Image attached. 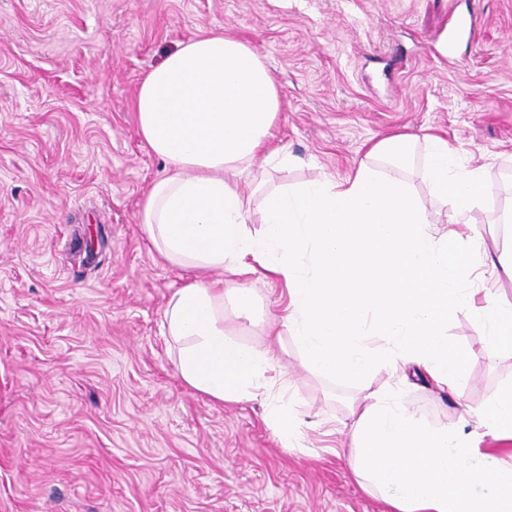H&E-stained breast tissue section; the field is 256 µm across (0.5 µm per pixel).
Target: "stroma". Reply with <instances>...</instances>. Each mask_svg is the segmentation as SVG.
<instances>
[{
    "mask_svg": "<svg viewBox=\"0 0 512 512\" xmlns=\"http://www.w3.org/2000/svg\"><path fill=\"white\" fill-rule=\"evenodd\" d=\"M474 36L449 41L457 16ZM246 40L273 73L266 187L339 180L381 138L436 133L480 167L469 235L512 244V0H0V512H389L353 480L350 405L395 376L323 378L292 336H270L279 293L251 288L238 342L283 343L277 370L299 432L283 447L265 396L218 403L188 387L163 327L185 273L138 211L163 164L139 134L143 76L196 34ZM464 361L442 390L411 375L405 405L459 424L512 384V354L483 355L473 318L448 321Z\"/></svg>",
    "mask_w": 512,
    "mask_h": 512,
    "instance_id": "1",
    "label": "stroma"
}]
</instances>
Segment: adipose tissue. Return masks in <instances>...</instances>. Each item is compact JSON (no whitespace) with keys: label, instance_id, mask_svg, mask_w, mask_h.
I'll return each instance as SVG.
<instances>
[{"label":"adipose tissue","instance_id":"1","mask_svg":"<svg viewBox=\"0 0 512 512\" xmlns=\"http://www.w3.org/2000/svg\"><path fill=\"white\" fill-rule=\"evenodd\" d=\"M275 78L246 41L223 32L196 35L152 68L134 100L138 129L165 172L139 211L159 254L189 277L171 294L165 326L179 345L178 369L192 389L219 402L274 393L283 382L271 349L240 344L224 323V282L259 274L284 284L282 326L306 367L326 378L360 379L375 367L423 368L440 387L461 376L448 318H475L488 359L512 354V302L469 287L476 265L512 279V249L477 258L465 229L479 205V168L458 169L448 142L427 133L423 178L452 206L430 217L400 179L372 158L403 167L413 138L381 139L341 181L271 189L261 236L245 218L249 204L225 171L289 164L269 137L279 112ZM378 338L380 347L366 345ZM349 466L358 485L393 512H512V463L480 446L475 424L512 439V386L481 410L463 408L460 428L431 425L389 391L350 407Z\"/></svg>","mask_w":512,"mask_h":512}]
</instances>
